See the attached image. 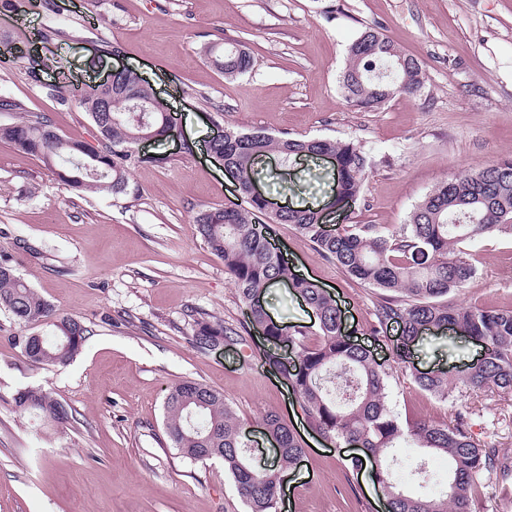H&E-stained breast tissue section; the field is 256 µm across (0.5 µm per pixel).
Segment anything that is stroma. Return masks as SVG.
Instances as JSON below:
<instances>
[{
    "label": "stroma",
    "mask_w": 512,
    "mask_h": 512,
    "mask_svg": "<svg viewBox=\"0 0 512 512\" xmlns=\"http://www.w3.org/2000/svg\"><path fill=\"white\" fill-rule=\"evenodd\" d=\"M424 66L426 82L371 111L348 106L338 78L350 44L368 26ZM25 41L44 65L41 81L0 62V95L46 115L71 140L92 141L94 127L76 100L49 97L44 84L70 88L110 70H136L174 114L179 139L140 145L126 194L80 192L38 157L0 142V263L11 266L59 316L89 334L67 363L42 367L16 345L24 329L0 311V512H246L220 460L193 461L164 425L169 387L196 381L221 392L240 417L256 463L273 453L262 416L286 420L306 454L289 480L283 512H384L381 489L347 468L351 450L317 437L293 394L268 372L261 343L249 351L190 343L196 310L229 323L245 309L224 262L197 235L192 218L207 206L237 202L221 161L207 149L215 123L302 138L361 141L372 161L363 199L333 213L329 226L406 223L441 180L512 157V0H52L32 11L0 0V36ZM245 42L254 64L224 79L205 44ZM292 164L281 182L262 183L278 205L297 204L290 187L325 201L327 183ZM274 243L295 273L328 291L346 332L362 339L374 289L321 258L293 225ZM466 257L476 278L457 301L512 308V235L476 239ZM269 311L288 325L312 326L313 311L284 286L271 288ZM478 346L430 338L418 369H454ZM398 368L389 405L403 418L447 422L473 407V436L512 458V394L470 395L444 403ZM41 388L68 405L60 425L21 413L19 390Z\"/></svg>",
    "instance_id": "stroma-1"
}]
</instances>
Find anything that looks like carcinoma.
<instances>
[{
    "mask_svg": "<svg viewBox=\"0 0 512 512\" xmlns=\"http://www.w3.org/2000/svg\"><path fill=\"white\" fill-rule=\"evenodd\" d=\"M211 65L226 78H237L253 65L251 51L241 44L222 49L205 47ZM420 62L380 31L367 27L348 48L340 75L344 101L358 109L378 108L397 95H413L424 86ZM152 93L134 72L114 75L112 92L79 98L77 102L96 127V144L62 138L41 113L29 112L15 98L0 97V112L19 114L17 121L0 124V142L37 156L64 184L90 192L124 194L128 169L135 163L136 141L152 135L158 141L172 137L176 123L164 112L149 111ZM225 175L232 181L257 180L262 158L275 154L286 165L300 157H336V194L333 200L355 204L372 162L354 141L332 138L273 136L263 131L243 132L224 125ZM242 203L197 211L192 223L201 238L224 261L247 320L227 324L215 316L192 315L191 344L200 352L217 342L247 345L254 324L267 312V289L285 282L310 306L318 323L312 331L273 321L266 326L264 363L273 368L299 400L308 424L325 439L349 448L367 449L370 464L388 501V512H471L481 482L512 474V459L473 438L469 407L456 409L450 423L409 419L400 421L389 407L393 369L408 363L415 342L434 327L449 329L482 347L480 357L461 371L456 383L443 372L412 374L414 384L430 396L447 401L453 385L470 393L496 389L512 393V309L467 306L452 300L476 277L477 268L464 257L460 245L491 234L512 235V157L468 168L440 181L410 213L408 223L348 224L336 233L323 229L320 211L311 207L286 208L278 213L251 199L239 188ZM291 224L313 243L319 256L335 264L349 278L378 292L367 332L385 336L399 332L392 344V363L376 361L369 349L341 332L336 301L316 284L294 275L271 239L274 225ZM0 307L22 326L44 321L46 334L19 336L16 343L30 362L64 364L81 349L89 330L80 321L57 316L49 304L0 264ZM24 412L64 424L72 411L40 388H27L14 397ZM165 426L174 447L194 461L220 459L224 470L244 498L248 512H278L281 480L289 477L305 455L297 435L283 418L268 412L265 434L279 444L273 468L253 464L243 425L224 395L198 382L184 381L168 391ZM420 449V455L402 462L400 441ZM448 457V476L439 493L426 489L437 483L427 455Z\"/></svg>",
    "mask_w": 512,
    "mask_h": 512,
    "instance_id": "cac0c4a2",
    "label": "carcinoma"
}]
</instances>
